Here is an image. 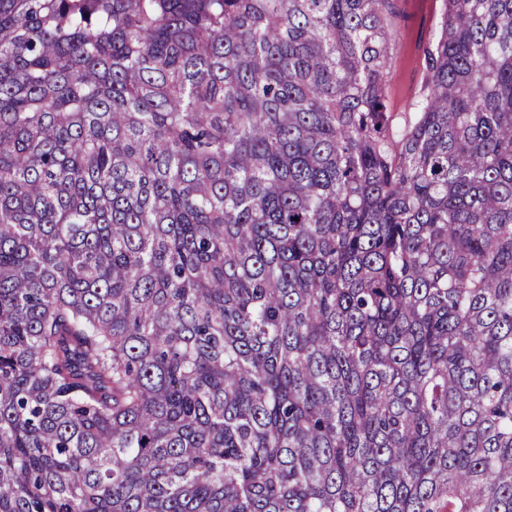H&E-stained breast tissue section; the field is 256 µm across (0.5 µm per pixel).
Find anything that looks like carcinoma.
Here are the masks:
<instances>
[{"mask_svg":"<svg viewBox=\"0 0 512 512\" xmlns=\"http://www.w3.org/2000/svg\"><path fill=\"white\" fill-rule=\"evenodd\" d=\"M0 0V512H512V0ZM440 4V0H394L395 39L386 80L390 110L401 124L421 97L425 51L437 34Z\"/></svg>","mask_w":512,"mask_h":512,"instance_id":"carcinoma-1","label":"carcinoma"}]
</instances>
